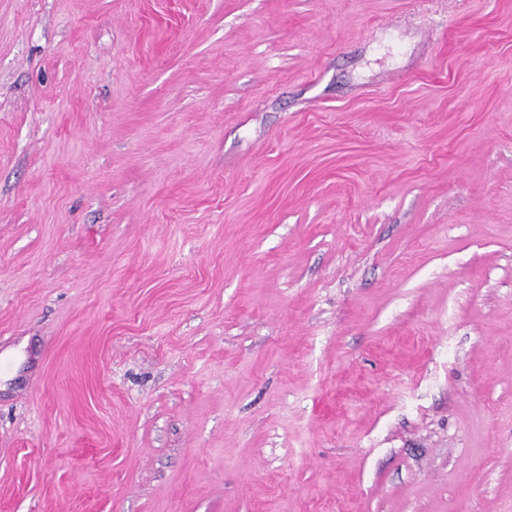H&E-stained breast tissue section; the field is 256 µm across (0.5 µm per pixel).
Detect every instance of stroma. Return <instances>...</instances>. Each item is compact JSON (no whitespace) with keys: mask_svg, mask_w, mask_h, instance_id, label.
<instances>
[{"mask_svg":"<svg viewBox=\"0 0 512 512\" xmlns=\"http://www.w3.org/2000/svg\"><path fill=\"white\" fill-rule=\"evenodd\" d=\"M0 512H512V0H0Z\"/></svg>","mask_w":512,"mask_h":512,"instance_id":"stroma-1","label":"stroma"}]
</instances>
